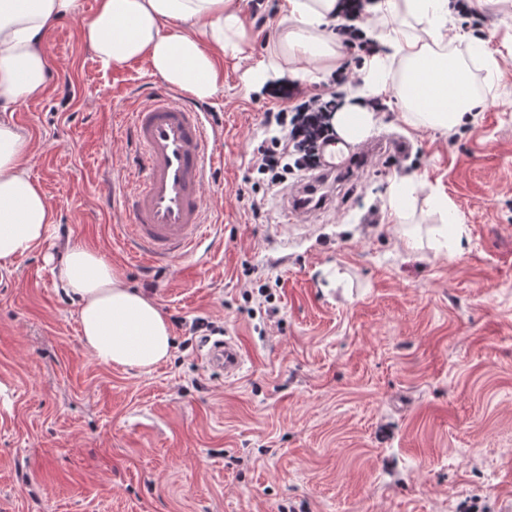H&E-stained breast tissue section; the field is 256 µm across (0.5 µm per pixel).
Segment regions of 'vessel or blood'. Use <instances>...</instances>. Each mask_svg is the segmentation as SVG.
<instances>
[{
  "label": "vessel or blood",
  "mask_w": 512,
  "mask_h": 512,
  "mask_svg": "<svg viewBox=\"0 0 512 512\" xmlns=\"http://www.w3.org/2000/svg\"><path fill=\"white\" fill-rule=\"evenodd\" d=\"M132 134L139 149V171L120 224L126 241L150 264L196 258L207 239L203 188L214 166L203 112L169 90H158L133 112ZM402 146L399 140L371 142L340 165L333 157H323L319 176L310 182L308 203L317 202L330 175H352L364 154L391 155ZM206 359L231 377L238 373L243 354L236 339L224 338L211 344Z\"/></svg>",
  "instance_id": "vessel-or-blood-1"
}]
</instances>
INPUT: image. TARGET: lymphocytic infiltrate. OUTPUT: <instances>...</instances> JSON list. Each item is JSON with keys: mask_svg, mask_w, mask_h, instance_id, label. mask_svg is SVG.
<instances>
[{"mask_svg": "<svg viewBox=\"0 0 512 512\" xmlns=\"http://www.w3.org/2000/svg\"><path fill=\"white\" fill-rule=\"evenodd\" d=\"M360 17L361 0H348L344 15L336 19L335 31L347 60L334 73L331 89L310 96L299 91L294 104L265 111L263 124L269 135L253 151L254 188L296 190L317 170L322 147L335 138L330 119L341 105L338 85L348 81L350 66L360 55L370 56L378 49L377 41L357 27Z\"/></svg>", "mask_w": 512, "mask_h": 512, "instance_id": "lymphocytic-infiltrate-1", "label": "lymphocytic infiltrate"}]
</instances>
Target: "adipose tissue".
Returning <instances> with one entry per match:
<instances>
[{
  "instance_id": "ef3b65f1",
  "label": "adipose tissue",
  "mask_w": 512,
  "mask_h": 512,
  "mask_svg": "<svg viewBox=\"0 0 512 512\" xmlns=\"http://www.w3.org/2000/svg\"><path fill=\"white\" fill-rule=\"evenodd\" d=\"M337 0H283V26L267 59L244 75L246 86L287 77L310 81L336 70L341 55L330 30ZM369 14L390 18L383 52L366 60L360 97L385 90L395 59L408 64L398 95L409 106L406 124L452 129L478 102L466 75L448 60L449 0H371ZM71 20L104 64L145 60L153 73L188 95L206 100L223 86L220 61L243 53L249 31L236 0H98L93 14L78 0H0V266L43 248L55 222L41 186L25 165L29 138L9 115L45 91L46 34ZM423 24V42L407 33ZM339 140L367 137L376 114L352 101L331 119ZM64 293L77 304L83 341L102 364L148 371L166 362L171 327L148 296L127 287L111 262L80 243L67 246L57 266Z\"/></svg>"
}]
</instances>
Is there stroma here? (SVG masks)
<instances>
[{
    "instance_id": "stroma-1",
    "label": "stroma",
    "mask_w": 512,
    "mask_h": 512,
    "mask_svg": "<svg viewBox=\"0 0 512 512\" xmlns=\"http://www.w3.org/2000/svg\"><path fill=\"white\" fill-rule=\"evenodd\" d=\"M224 60L205 103L216 162L204 191L212 247L201 264L131 260L115 226L135 173L130 114L164 87L145 61L104 65L62 20L48 33L44 95L13 122L55 212L46 251L103 254L170 322V359L148 372L98 363L44 251L0 288V512H507L512 507V0H473L487 53L449 40L484 105L448 131L402 120L395 85L368 156L306 218L283 194L255 221L246 181L264 111L289 84L247 87L274 46L279 0ZM413 177L407 219L389 218ZM447 196L456 252L435 253L429 204ZM379 221L364 223L370 210ZM415 232L421 248L404 244ZM266 295H259V288ZM211 323L244 361L225 377L205 353Z\"/></svg>"
}]
</instances>
